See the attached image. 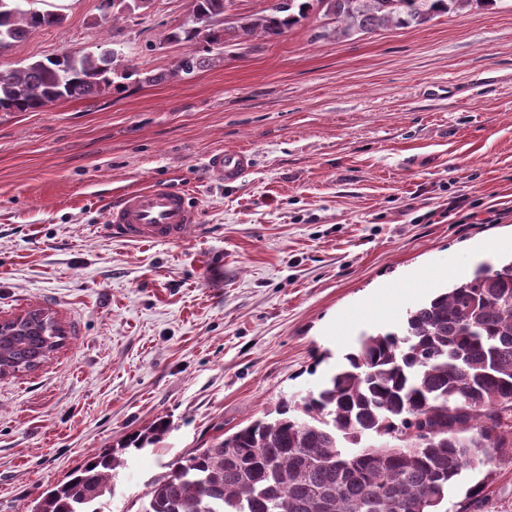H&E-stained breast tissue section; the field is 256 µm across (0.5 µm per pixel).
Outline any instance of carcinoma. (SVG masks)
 Returning <instances> with one entry per match:
<instances>
[{
	"instance_id": "1",
	"label": "carcinoma",
	"mask_w": 512,
	"mask_h": 512,
	"mask_svg": "<svg viewBox=\"0 0 512 512\" xmlns=\"http://www.w3.org/2000/svg\"><path fill=\"white\" fill-rule=\"evenodd\" d=\"M152 0H105L112 19ZM495 0H280L238 26L232 0H192L191 18L166 36L204 44L167 71H141L115 49L63 51L0 75V112H30L88 98L115 79L161 83L211 64L224 45L275 39L317 12L327 35L421 25ZM64 15L34 0H0V50ZM43 310L0 326V362L27 371L64 331ZM223 440L167 465L137 512H443L464 474L512 459V260L472 275L407 311L399 333L364 337L317 391L285 400ZM131 449L106 448L75 467L29 512H106L116 469Z\"/></svg>"
}]
</instances>
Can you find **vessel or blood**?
<instances>
[{
    "label": "vessel or blood",
    "instance_id": "vessel-or-blood-1",
    "mask_svg": "<svg viewBox=\"0 0 512 512\" xmlns=\"http://www.w3.org/2000/svg\"><path fill=\"white\" fill-rule=\"evenodd\" d=\"M249 165L246 152L211 154L207 167L219 179H238ZM197 221L186 194L152 187L121 195L111 207L107 229L113 237L137 242H180Z\"/></svg>",
    "mask_w": 512,
    "mask_h": 512
}]
</instances>
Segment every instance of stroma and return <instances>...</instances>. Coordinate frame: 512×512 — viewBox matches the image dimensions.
I'll use <instances>...</instances> for the list:
<instances>
[{"label":"stroma","mask_w":512,"mask_h":512,"mask_svg":"<svg viewBox=\"0 0 512 512\" xmlns=\"http://www.w3.org/2000/svg\"><path fill=\"white\" fill-rule=\"evenodd\" d=\"M64 22L0 50V72L106 45L165 71L191 0ZM311 14L155 85L0 112V320L52 313L63 344L0 376V512L166 422L114 479L123 512L166 465L317 390L365 332L512 256V0L341 39ZM244 151L235 182L206 167ZM184 192L179 243L106 231L119 194ZM484 482L477 500L468 487ZM448 512H512V460L467 473Z\"/></svg>","instance_id":"1"}]
</instances>
